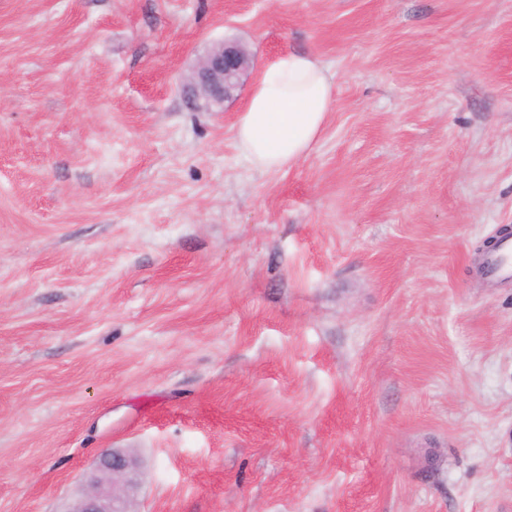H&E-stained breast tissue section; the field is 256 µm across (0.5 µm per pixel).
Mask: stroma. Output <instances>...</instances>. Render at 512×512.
<instances>
[{
    "label": "stroma",
    "instance_id": "35a3bbf8",
    "mask_svg": "<svg viewBox=\"0 0 512 512\" xmlns=\"http://www.w3.org/2000/svg\"><path fill=\"white\" fill-rule=\"evenodd\" d=\"M222 40L223 111L181 92ZM337 96L261 173L263 67ZM512 0H0V512H512ZM251 64V54L240 43L226 40L214 43L188 80L189 104L195 109H224V103L241 89ZM336 95V82L319 58L284 53L251 87L233 127L242 159L277 171L305 157L318 138ZM489 271L502 279L512 278V241L503 242L500 247L487 258ZM145 477L132 451L104 450L65 512H137L133 506Z\"/></svg>",
    "mask_w": 512,
    "mask_h": 512
}]
</instances>
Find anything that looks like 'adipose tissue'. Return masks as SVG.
<instances>
[{
    "label": "adipose tissue",
    "mask_w": 512,
    "mask_h": 512,
    "mask_svg": "<svg viewBox=\"0 0 512 512\" xmlns=\"http://www.w3.org/2000/svg\"><path fill=\"white\" fill-rule=\"evenodd\" d=\"M336 95V82L319 58L288 52L267 64L251 87L233 127L242 159L277 171L312 149Z\"/></svg>",
    "instance_id": "ef3b65f1"
}]
</instances>
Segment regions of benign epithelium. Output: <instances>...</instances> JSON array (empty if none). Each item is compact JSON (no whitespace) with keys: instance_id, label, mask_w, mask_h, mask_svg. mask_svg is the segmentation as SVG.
I'll return each mask as SVG.
<instances>
[{"instance_id":"obj_1","label":"benign epithelium","mask_w":512,"mask_h":512,"mask_svg":"<svg viewBox=\"0 0 512 512\" xmlns=\"http://www.w3.org/2000/svg\"><path fill=\"white\" fill-rule=\"evenodd\" d=\"M251 64V54L240 43L213 44L188 80L189 104L195 109L224 108L241 89ZM145 477L132 451L107 449L85 475L80 495L66 512H136L133 506Z\"/></svg>"}]
</instances>
